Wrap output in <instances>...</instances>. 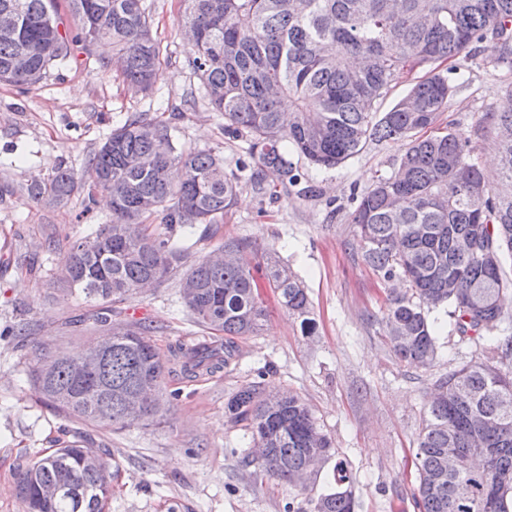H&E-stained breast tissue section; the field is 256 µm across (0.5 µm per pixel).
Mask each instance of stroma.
Segmentation results:
<instances>
[{
    "label": "stroma",
    "mask_w": 512,
    "mask_h": 512,
    "mask_svg": "<svg viewBox=\"0 0 512 512\" xmlns=\"http://www.w3.org/2000/svg\"><path fill=\"white\" fill-rule=\"evenodd\" d=\"M144 5L163 52L152 91L128 85L103 43L74 44L69 64L39 84H0V512H24L18 464L79 430L109 445L108 512H311L312 500L335 489L339 466L351 475L355 512H418L414 455L427 389L464 362L493 358L495 343L447 328L425 371L400 362L385 338L392 286L358 256L352 213L373 177L392 171L404 142L371 143L330 170L293 158L298 183L270 196L241 182L217 236L186 238L195 262L228 241L241 243L252 264L278 257L307 289L313 333H304L271 288L261 286L266 317L256 335L237 338L230 366L193 381L168 378L166 389L176 395L171 412L122 431L85 426L46 407L30 382L27 361L35 350L82 351L100 336L90 319L96 303L49 289L45 280L61 273L72 240L108 223L110 210L99 203L85 211L79 196L47 209L17 186L46 178L58 164L84 176L112 129L141 113L169 122L182 145L220 152L229 171L247 148L244 138L225 135L223 113L212 111L188 64L182 0ZM511 83L512 75L471 58L443 123L469 133ZM118 308L125 318L153 322L151 339L164 357L179 339L203 333L182 304L175 276ZM22 322L31 334L12 335ZM256 382L269 393L298 394L333 441V456L304 484L279 481L251 462L249 435L224 413L230 396Z\"/></svg>",
    "instance_id": "35a3bbf8"
}]
</instances>
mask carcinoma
Here are the masks:
<instances>
[{"label":"carcinoma","instance_id":"obj_1","mask_svg":"<svg viewBox=\"0 0 512 512\" xmlns=\"http://www.w3.org/2000/svg\"><path fill=\"white\" fill-rule=\"evenodd\" d=\"M184 2L193 33L190 64L212 110L224 113V133L248 141V159L228 172L213 150L180 145L166 123L145 115L113 129L93 152L88 167L100 181L90 186L87 202L106 195L112 220L72 244L68 279L53 286L106 303L97 322L112 336V351L94 374L81 370L83 352L48 366L36 352L30 378L45 402L87 425L108 421L117 430L162 420L168 412L162 387L174 369L151 343V324L120 318L112 304L172 277L186 249L173 242L171 230L218 223L233 205L241 173L258 192H271V176L298 180L288 152L332 169L370 141L409 139L391 173L373 178L352 214L362 262L383 280L408 285L385 317L395 355L430 369L442 324L429 314L443 309L458 333L495 337L496 349L509 356L512 316L500 300L512 287L503 270L505 256L512 257V86L473 126L476 136L496 133L499 168L491 176L472 158L471 137L439 121L459 88L469 47L484 64L512 73V0ZM67 8L79 30L74 38L63 27L59 0H0V84H37L70 57L74 41L106 40L132 85L142 91L154 85L161 50L143 0H67ZM23 54L28 62L18 68L14 61ZM413 72L421 76L376 117L391 89ZM285 97L295 104L288 114L280 112ZM83 188L59 165L19 190L56 206ZM159 212L166 224L145 223ZM463 236L481 240L485 254L461 251ZM221 249L224 262L191 264L181 287L197 284L182 303L197 324L224 333L225 343L178 345L185 375L223 367L235 356V338L258 332L265 316L262 277L304 331L313 328L308 294L290 268L271 257L251 267L238 256L239 243ZM144 382L153 385L152 397L131 414L125 397ZM434 386L439 395L427 405L415 452L419 512H512V371L469 362ZM225 413L269 448L257 463L280 481L294 483L313 454L331 456L330 439L292 392L265 395L248 385L228 399ZM476 440L490 450V472L435 482L442 455ZM108 455L77 433L20 468L17 495L25 512H106ZM46 483L62 488L50 502L38 498ZM313 512H354L351 493L323 494Z\"/></svg>","mask_w":512,"mask_h":512}]
</instances>
